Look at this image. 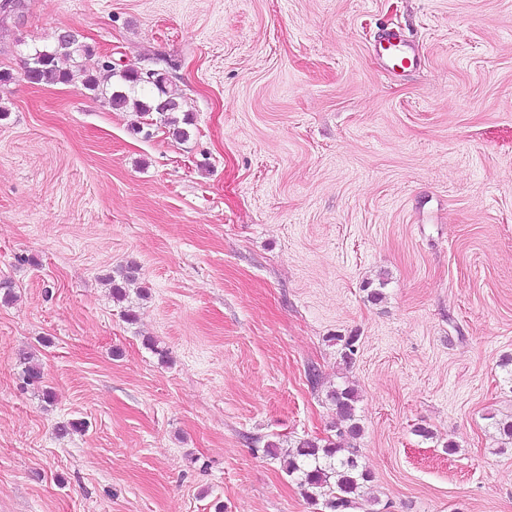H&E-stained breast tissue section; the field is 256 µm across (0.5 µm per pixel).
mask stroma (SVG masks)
I'll use <instances>...</instances> for the list:
<instances>
[{"label":"stroma","mask_w":512,"mask_h":512,"mask_svg":"<svg viewBox=\"0 0 512 512\" xmlns=\"http://www.w3.org/2000/svg\"><path fill=\"white\" fill-rule=\"evenodd\" d=\"M23 3L0 21V512H323L264 448L333 436L348 384L371 512H512V0ZM389 30L409 70L373 55ZM65 31L93 56L28 83ZM127 68L166 75L188 140L82 85Z\"/></svg>","instance_id":"35a3bbf8"}]
</instances>
